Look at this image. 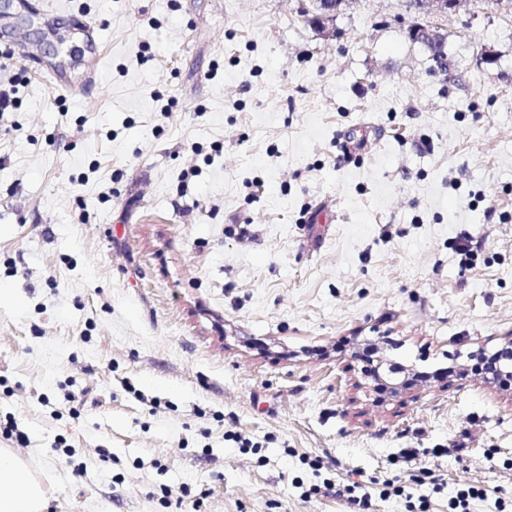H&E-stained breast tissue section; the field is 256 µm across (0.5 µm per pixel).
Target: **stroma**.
<instances>
[{"label":"stroma","mask_w":512,"mask_h":512,"mask_svg":"<svg viewBox=\"0 0 512 512\" xmlns=\"http://www.w3.org/2000/svg\"><path fill=\"white\" fill-rule=\"evenodd\" d=\"M46 3L29 29L0 0V51L37 58L0 68V421L27 436L0 448L49 512H356L327 480L371 512L470 486L512 512V389L449 371L512 338V18L440 19L442 76L407 0H351L335 40L306 0ZM356 124L372 146L338 162ZM379 336L428 380L357 388ZM74 30L83 35L84 50L88 52L86 66V80L94 78L101 65V56L98 52L100 37L98 28L89 22L78 21Z\"/></svg>","instance_id":"35a3bbf8"}]
</instances>
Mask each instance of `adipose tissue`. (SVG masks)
Segmentation results:
<instances>
[{"instance_id": "adipose-tissue-1", "label": "adipose tissue", "mask_w": 512, "mask_h": 512, "mask_svg": "<svg viewBox=\"0 0 512 512\" xmlns=\"http://www.w3.org/2000/svg\"><path fill=\"white\" fill-rule=\"evenodd\" d=\"M40 481L11 450L0 448V512H47Z\"/></svg>"}]
</instances>
